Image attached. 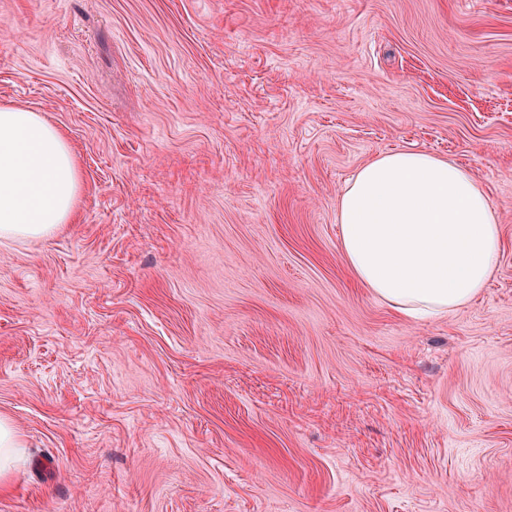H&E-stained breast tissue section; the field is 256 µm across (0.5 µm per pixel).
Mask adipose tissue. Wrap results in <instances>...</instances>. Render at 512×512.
I'll return each instance as SVG.
<instances>
[{"instance_id": "obj_1", "label": "adipose tissue", "mask_w": 512, "mask_h": 512, "mask_svg": "<svg viewBox=\"0 0 512 512\" xmlns=\"http://www.w3.org/2000/svg\"><path fill=\"white\" fill-rule=\"evenodd\" d=\"M75 155L39 113L0 108V241L49 237L72 223ZM344 257L363 287L395 310L441 316L488 284L501 231L465 169L411 151L363 166L338 201Z\"/></svg>"}]
</instances>
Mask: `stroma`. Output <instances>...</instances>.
Instances as JSON below:
<instances>
[{
  "instance_id": "stroma-1",
  "label": "stroma",
  "mask_w": 512,
  "mask_h": 512,
  "mask_svg": "<svg viewBox=\"0 0 512 512\" xmlns=\"http://www.w3.org/2000/svg\"><path fill=\"white\" fill-rule=\"evenodd\" d=\"M1 105L81 191L0 243V512H512V0H0ZM398 150L501 226L438 318L340 246ZM24 442L14 424L5 417H0V485L8 480V477L21 460Z\"/></svg>"
}]
</instances>
